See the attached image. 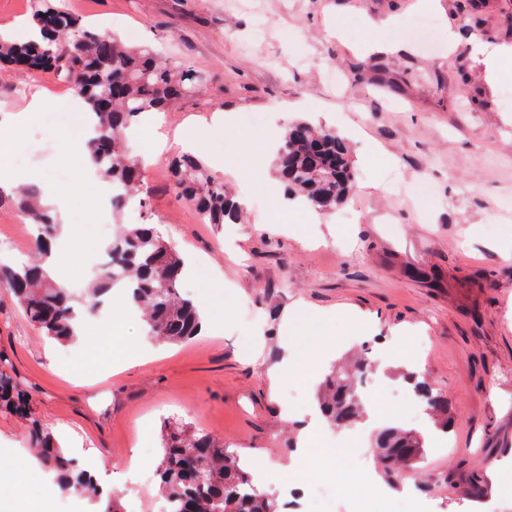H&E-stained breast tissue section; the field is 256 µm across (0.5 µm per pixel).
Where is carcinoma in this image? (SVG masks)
I'll use <instances>...</instances> for the list:
<instances>
[{
    "label": "carcinoma",
    "mask_w": 512,
    "mask_h": 512,
    "mask_svg": "<svg viewBox=\"0 0 512 512\" xmlns=\"http://www.w3.org/2000/svg\"><path fill=\"white\" fill-rule=\"evenodd\" d=\"M32 22L42 38L23 44L0 40V60L30 69H50L66 75L71 87L85 100L95 121L86 145L100 174L122 189L112 200L116 212L138 198L140 166L122 149L127 130L143 114L163 111L191 97L199 89L201 72L182 68L149 49L125 47L108 32L93 30L59 6L39 7ZM275 173L284 196L320 210L346 201L353 189L349 150L336 132L304 120L290 124L276 149ZM178 195L190 203L206 224L237 223L242 205L216 180L205 162L183 154L169 164ZM13 205L38 229L36 245L47 251L60 230L52 213L41 207L35 190L17 197ZM104 262L87 289L84 307L103 306L104 297L118 284L128 286L135 305L144 311L148 335L168 343H181L197 335L198 306L183 297L178 285L184 262L154 228L122 224L102 249ZM0 281L42 336L71 341L81 312L68 290L39 265L0 267ZM365 365H336L318 391L319 409L338 427L363 418L359 394L352 387ZM9 358L0 352V412L28 423L29 441L42 465L54 475L62 491L76 490L99 504L91 477L79 470L58 446L32 408L30 392L11 374ZM417 392L434 424L448 430L454 420L448 397L424 385ZM377 459L383 478L391 483L418 474L424 441L421 435L397 426L384 428L376 438ZM160 496L174 502L176 512H278L275 500L255 488L251 476L224 444L199 429L169 422L164 425L163 457L157 468Z\"/></svg>",
    "instance_id": "carcinoma-1"
}]
</instances>
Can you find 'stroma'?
<instances>
[{
  "instance_id": "stroma-1",
  "label": "stroma",
  "mask_w": 512,
  "mask_h": 512,
  "mask_svg": "<svg viewBox=\"0 0 512 512\" xmlns=\"http://www.w3.org/2000/svg\"><path fill=\"white\" fill-rule=\"evenodd\" d=\"M91 28L129 46L163 52L203 71L194 97L163 112L166 131L224 124L198 150L212 175L245 204L243 220L201 223L169 173V145L147 157L139 214L103 205L63 131H41L39 114L16 118L37 90L68 102L70 85L51 70L0 64V157L14 172L35 173L41 189L61 194L65 245L51 266L83 300L100 252L103 225L156 226L198 275L183 277V296L210 305L205 335L181 344L149 339L139 311L104 308L83 316L71 342L41 335L0 283V352L33 389V406L67 454L97 471L124 512L131 487H145L139 512L158 496L156 465L163 421L204 430L236 454L249 473L289 467L292 477L324 483L327 496L306 512H512V489L496 473L512 458V62L488 83L471 44H512V0H440L434 30L408 37L419 10L408 0H68ZM399 16L395 56L357 52L364 19ZM341 28L345 42L329 32ZM458 48L449 51V38ZM243 112H262L269 132L233 134ZM307 120L348 142L354 189L329 212L280 210L271 145L289 124ZM430 183L427 195L403 197L401 185ZM29 228L11 204L0 206V263L39 257ZM261 319L252 323L250 311ZM300 356L287 375L267 376L286 344ZM140 360L112 370L113 346ZM358 352L371 363L363 400L382 424L397 421L424 438L420 493L384 484L366 497L351 481L376 468L373 440L358 427H325L322 448L353 443L345 468L305 462L298 438L315 405L312 374ZM414 374L447 394L456 412L436 429L409 395ZM33 451L25 424L0 414V512L16 500L40 512H94L75 492H60L51 473L25 468ZM137 474L125 472L131 456Z\"/></svg>"
}]
</instances>
